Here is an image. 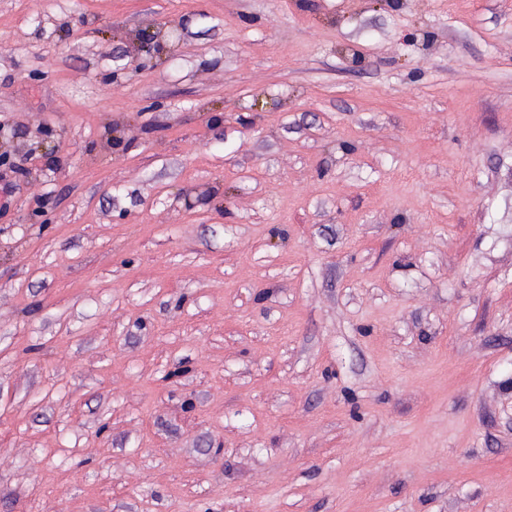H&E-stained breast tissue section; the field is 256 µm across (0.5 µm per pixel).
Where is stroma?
I'll list each match as a JSON object with an SVG mask.
<instances>
[{
  "label": "stroma",
  "mask_w": 512,
  "mask_h": 512,
  "mask_svg": "<svg viewBox=\"0 0 512 512\" xmlns=\"http://www.w3.org/2000/svg\"><path fill=\"white\" fill-rule=\"evenodd\" d=\"M0 179V512H512V0H0Z\"/></svg>",
  "instance_id": "35a3bbf8"
}]
</instances>
